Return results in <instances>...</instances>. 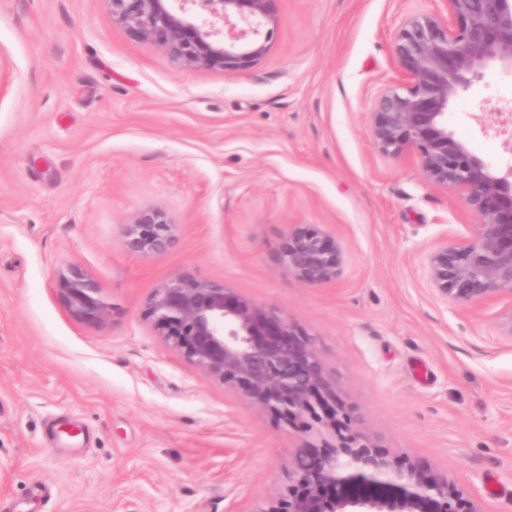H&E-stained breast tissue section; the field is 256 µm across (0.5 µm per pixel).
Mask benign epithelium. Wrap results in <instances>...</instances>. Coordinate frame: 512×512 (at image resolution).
Masks as SVG:
<instances>
[{
    "label": "benign epithelium",
    "instance_id": "7a95c632",
    "mask_svg": "<svg viewBox=\"0 0 512 512\" xmlns=\"http://www.w3.org/2000/svg\"><path fill=\"white\" fill-rule=\"evenodd\" d=\"M112 20L133 41L167 51L187 68L228 75L267 54L277 0H108ZM446 14L408 18L392 41L399 79L372 116L378 152L413 154L423 178L460 195L477 217L467 237L437 247L426 273L437 294L459 306L508 305L512 338V172L497 174L448 131V104L478 70L497 62L512 71V0H442ZM175 240L158 209L123 225L121 243L149 256ZM281 261L300 282L336 278V241L296 224ZM58 297L77 321L96 326L110 309L79 266L61 270ZM144 317L156 336L212 380L307 434L294 448L295 484L258 512H482L447 476L403 462L366 432L336 378L306 335L286 317L247 301L221 280L175 275L153 289Z\"/></svg>",
    "mask_w": 512,
    "mask_h": 512
}]
</instances>
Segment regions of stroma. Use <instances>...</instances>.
I'll list each match as a JSON object with an SVG mask.
<instances>
[{
	"label": "stroma",
	"instance_id": "obj_1",
	"mask_svg": "<svg viewBox=\"0 0 512 512\" xmlns=\"http://www.w3.org/2000/svg\"><path fill=\"white\" fill-rule=\"evenodd\" d=\"M441 7L279 0L265 58L228 75L130 40L108 0H0V512H258L285 490L301 434L144 319L177 274L288 316L372 436L512 512L501 309L444 301L426 276L476 218L371 133L395 33ZM511 85L493 63L448 106L449 131L500 174ZM148 208L176 240L143 258L120 233ZM295 224L335 240V280L310 287L283 265ZM69 263L109 303L101 326L60 304Z\"/></svg>",
	"mask_w": 512,
	"mask_h": 512
}]
</instances>
